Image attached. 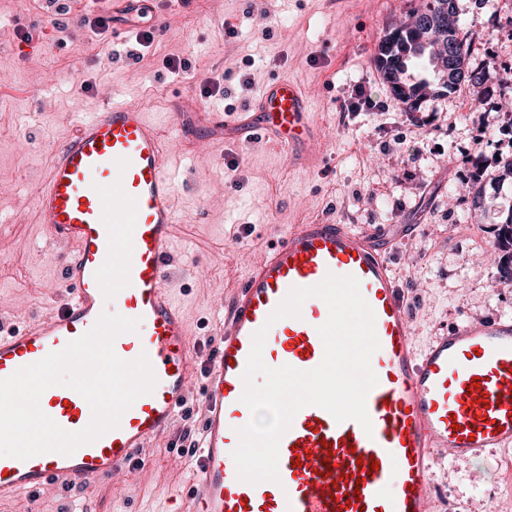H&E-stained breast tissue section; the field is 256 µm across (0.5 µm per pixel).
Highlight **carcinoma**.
<instances>
[{
  "mask_svg": "<svg viewBox=\"0 0 512 512\" xmlns=\"http://www.w3.org/2000/svg\"><path fill=\"white\" fill-rule=\"evenodd\" d=\"M456 10L448 8V0H426L416 9L410 25L390 26L384 31L375 58L377 69L392 95L406 104L408 111L428 95L446 96L454 93L461 82L446 79L448 69L465 64L475 74L470 85L482 89L483 96L490 95L493 75L484 67L469 61L470 45L463 30L455 25ZM425 56L433 77L415 79L409 73V62ZM495 249L501 252L497 271L499 279L512 281V208L497 224Z\"/></svg>",
  "mask_w": 512,
  "mask_h": 512,
  "instance_id": "cac0c4a2",
  "label": "carcinoma"
}]
</instances>
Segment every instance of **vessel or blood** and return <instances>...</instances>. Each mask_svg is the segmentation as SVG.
Returning <instances> with one entry per match:
<instances>
[{
    "label": "vessel or blood",
    "instance_id": "b4317fda",
    "mask_svg": "<svg viewBox=\"0 0 512 512\" xmlns=\"http://www.w3.org/2000/svg\"><path fill=\"white\" fill-rule=\"evenodd\" d=\"M221 130L263 137L296 168L324 164L325 129L308 92L287 77L272 80L245 110L175 125L180 138L200 147ZM174 196L165 132L141 106L106 100L55 148L35 208L51 237L70 247L60 263L68 298L55 314L0 336V379L63 350L110 310L139 322L116 338L117 355L130 361L147 354L157 383L118 428L72 455L0 456V501L51 482L70 488L139 469L140 448L173 427L194 358L185 316L166 287ZM398 246L376 229L326 217L289 225L250 270L228 302L205 372V415L188 452L197 512H431L434 451L468 461L512 445V319L464 322L417 349L391 264ZM330 273L354 276L375 314L378 383L366 400L372 430L304 407L280 441L279 482H242L232 452L237 428L251 418L241 396L252 336L266 329L268 366L317 367L324 354L317 328L328 318L322 299L308 298L300 317L267 318L291 287L315 286ZM40 408L72 432L92 417L87 401L65 386L47 389ZM354 491L359 499L348 500Z\"/></svg>",
    "mask_w": 512,
    "mask_h": 512
}]
</instances>
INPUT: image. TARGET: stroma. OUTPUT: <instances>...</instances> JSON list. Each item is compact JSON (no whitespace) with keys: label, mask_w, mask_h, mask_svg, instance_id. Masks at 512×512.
Wrapping results in <instances>:
<instances>
[{"label":"stroma","mask_w":512,"mask_h":512,"mask_svg":"<svg viewBox=\"0 0 512 512\" xmlns=\"http://www.w3.org/2000/svg\"><path fill=\"white\" fill-rule=\"evenodd\" d=\"M423 0H159L142 18L153 39L130 42L120 56L88 18L111 12V0H65L68 24H57L41 0H0V329L50 315L65 296L57 261L66 251L40 224L34 187L51 154L82 115L107 99L139 104L162 124L180 101L202 112L241 110L266 83L289 76L303 83L326 128L328 163L296 171L260 139L217 138L206 156L170 140L177 224L167 286L183 308L195 347L186 411L172 430L142 450V469L111 483L92 481L80 494L57 483L0 503V512H194L188 462L176 443L198 432L202 382L224 307L246 274L301 221L333 216L401 236L392 256L411 307L413 339L424 346L456 324L512 318V283L487 287L498 212L512 188L494 191L497 160L512 156V126L480 92L461 85L406 111L374 65L384 29ZM473 56L512 87V0H457ZM33 26L42 35L25 41ZM185 59L172 70L167 59ZM220 83L200 95L204 80ZM363 85L374 109L345 112L352 86ZM466 109L467 119L450 120ZM484 188L474 208L471 186ZM512 447L488 448L477 459L435 455L433 512H512Z\"/></svg>","instance_id":"stroma-1"}]
</instances>
